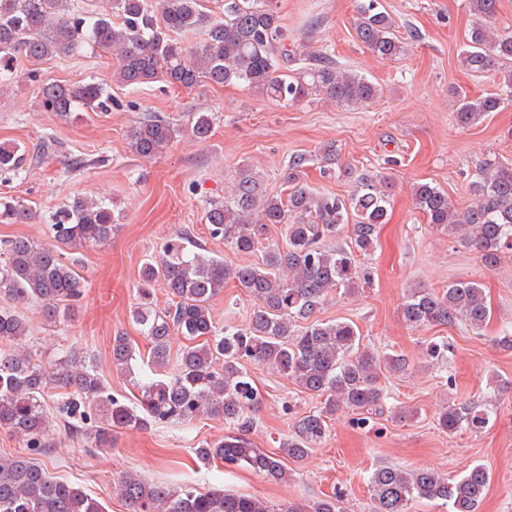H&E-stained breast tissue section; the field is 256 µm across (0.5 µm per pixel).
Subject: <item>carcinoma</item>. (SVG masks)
I'll return each instance as SVG.
<instances>
[{"instance_id":"1","label":"carcinoma","mask_w":512,"mask_h":512,"mask_svg":"<svg viewBox=\"0 0 512 512\" xmlns=\"http://www.w3.org/2000/svg\"><path fill=\"white\" fill-rule=\"evenodd\" d=\"M107 3L111 9L94 11L81 0H0V82L13 77L20 58L36 64L88 48L115 56L113 80L133 89L157 81L191 89L206 81L257 90L285 106L312 95L341 106H364L378 95L375 84L339 67L327 49L306 55L298 67L288 69V33L275 0H224L219 18L206 11L204 0ZM499 3L467 0L475 23L462 64L471 73L493 75L498 91L474 99L461 95L455 112L461 126L473 125L512 102V32L495 26ZM354 29L364 48L381 59H395L405 51L394 20L379 9L378 0H360ZM189 33L201 37L199 46L178 39ZM26 78L37 85L43 110L59 120H68L79 108L105 113L112 107V96L100 83L46 82L37 70ZM187 131L200 141L207 139L212 117L200 113L187 129L151 116L131 132L130 150L139 158L154 159ZM25 160L24 151L0 145V176L19 173ZM321 161L329 168L337 166L338 175L354 178L355 192L344 197L314 191L304 178L307 158L296 156L288 166L286 197L267 194L258 173L243 165L229 196L209 203L204 219L211 237L224 239L239 254L258 252L259 260L227 264L200 245L188 248L191 238L180 230L158 257L143 264L133 319L148 341V353L135 407L106 392L95 357L72 351L48 366L39 363L26 343L28 324L16 311L18 304L36 302L50 324L68 316L84 285L62 247L107 243L119 220L114 210L103 201L75 197L52 215L49 229L56 244L24 236L4 241L0 296L9 305L0 306V429L22 438L31 451L43 447L49 428L46 396L54 389L66 391L59 412L68 427L97 449L112 447L118 429L222 416L234 433L194 449L197 461L245 467L286 482L292 476L288 464L302 461L326 438L328 421L337 409L360 415L383 412L388 394L379 385L380 374H405L408 359L361 345L352 322H323L313 316L329 292L355 291L359 257L373 251L377 226L387 220L391 181L377 169L356 173L338 166L332 145L323 149ZM469 186L474 199L463 210L428 182L415 185L414 203L432 227L462 233V241L493 270L512 257V166L481 167ZM31 216L14 200L0 198V221L26 223ZM271 224L285 226L284 244L266 241ZM344 229L350 231V244L329 245ZM231 280L252 299L253 309L244 326L219 328L211 303ZM159 282L173 297L164 308L154 302ZM400 315L412 328L462 321L479 329L487 323L489 309L480 284L459 281L442 291H413ZM176 334L202 342L186 347L168 373L169 340ZM135 354L128 337H113V367L132 373ZM251 361L321 397V406L294 423L276 452L254 448L246 438L261 403L246 367ZM94 411L100 418L87 428L85 421ZM490 420L489 408L467 403L447 404L437 416L438 426L450 435L463 428L478 433ZM489 483L490 475L481 465L460 478L383 466L371 474L369 490L373 512H409L416 498L444 500L448 512H477ZM118 490L131 512H343L337 493L303 511L221 490L200 492L190 485L177 489L132 472L120 477ZM0 512L105 510L81 490L55 480L35 459L0 456Z\"/></svg>"}]
</instances>
